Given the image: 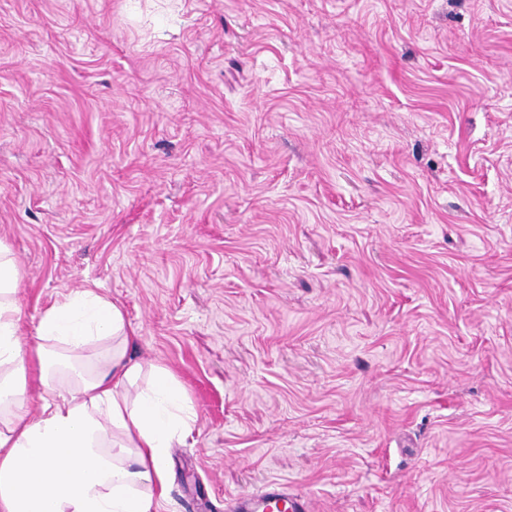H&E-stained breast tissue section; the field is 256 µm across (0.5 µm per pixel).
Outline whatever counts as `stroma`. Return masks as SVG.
<instances>
[{
  "label": "stroma",
  "instance_id": "stroma-1",
  "mask_svg": "<svg viewBox=\"0 0 512 512\" xmlns=\"http://www.w3.org/2000/svg\"><path fill=\"white\" fill-rule=\"evenodd\" d=\"M0 246L31 403L88 283L184 387L162 512H512V0H0ZM248 508L244 512H306L307 508L297 498H289L284 490L263 488L248 497ZM288 505V506H287Z\"/></svg>",
  "mask_w": 512,
  "mask_h": 512
}]
</instances>
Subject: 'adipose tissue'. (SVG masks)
<instances>
[{"label":"adipose tissue","mask_w":512,"mask_h":512,"mask_svg":"<svg viewBox=\"0 0 512 512\" xmlns=\"http://www.w3.org/2000/svg\"><path fill=\"white\" fill-rule=\"evenodd\" d=\"M18 280L0 246V512H159L171 484L168 449L193 420L180 385L166 368L128 357L122 310L83 288L45 311L38 335L75 353L108 339L112 351L77 388L30 415Z\"/></svg>","instance_id":"ef3b65f1"}]
</instances>
